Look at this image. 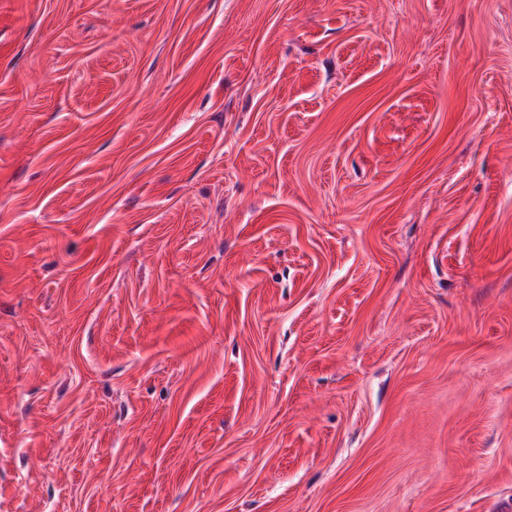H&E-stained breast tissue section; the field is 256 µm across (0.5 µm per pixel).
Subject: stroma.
<instances>
[{"label":"stroma","instance_id":"1","mask_svg":"<svg viewBox=\"0 0 512 512\" xmlns=\"http://www.w3.org/2000/svg\"><path fill=\"white\" fill-rule=\"evenodd\" d=\"M510 501L512 0H0V512Z\"/></svg>","mask_w":512,"mask_h":512}]
</instances>
